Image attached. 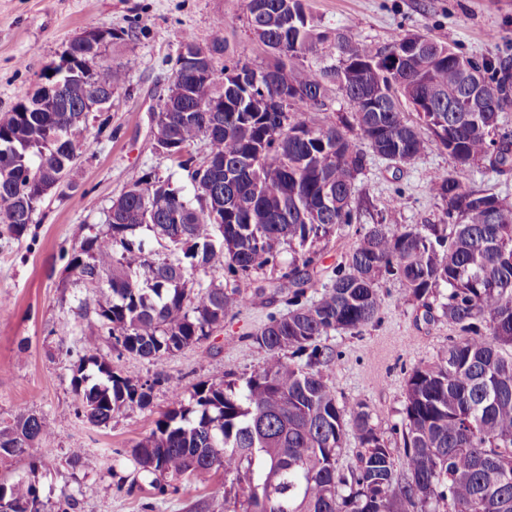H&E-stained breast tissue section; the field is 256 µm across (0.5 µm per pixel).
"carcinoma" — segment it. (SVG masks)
<instances>
[{
	"label": "carcinoma",
	"instance_id": "1",
	"mask_svg": "<svg viewBox=\"0 0 512 512\" xmlns=\"http://www.w3.org/2000/svg\"><path fill=\"white\" fill-rule=\"evenodd\" d=\"M248 25L272 61L255 65L247 51L218 64L224 30L213 31L210 75L183 64L156 115L154 148L173 158L199 141L207 155L181 162L189 185L173 188L151 174L112 200L105 229L81 237L66 271L96 289L84 304L96 329L83 339L72 386L79 411L108 426L129 409L149 406L153 383L112 370L101 341L161 365L199 343L246 298L216 282L224 272L248 277L276 264L285 245L301 244L353 220L355 183L365 149L396 165L419 159L431 143L455 166L481 162L512 171V134H497L512 112V60L467 56L410 34L375 46L342 32H319L303 0H246ZM47 84L51 100L25 93L0 113V224L22 237L44 195L68 178L77 156L97 139L75 140L90 104L122 88L132 57L84 66L79 38ZM310 57H329L317 66ZM483 74L480 90L471 70ZM336 89L349 111L317 124L312 114ZM295 91L278 111L268 100ZM423 104L418 122L404 105ZM433 195L448 201L446 224H370L316 297L306 298L319 255L292 259L280 288L288 313L271 316L251 339L264 365L236 380L200 381L190 402L172 408L131 449L144 471L177 479L224 470L232 512H512V202L466 189L450 171L436 173ZM183 257L160 259L140 230ZM399 280L404 302L440 297L459 336L435 360L413 366L402 420L403 468L371 423L365 404L339 402L332 383L335 353L320 338L358 333L381 309L379 283ZM202 278L209 284L195 287ZM306 357L301 365L287 352ZM357 465L336 459L348 434ZM53 436L48 422L21 414L0 428V458ZM68 463L85 470L97 458L82 448ZM14 512H45L35 482H0Z\"/></svg>",
	"mask_w": 512,
	"mask_h": 512
}]
</instances>
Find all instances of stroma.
Masks as SVG:
<instances>
[{
    "mask_svg": "<svg viewBox=\"0 0 512 512\" xmlns=\"http://www.w3.org/2000/svg\"><path fill=\"white\" fill-rule=\"evenodd\" d=\"M305 8L322 32L340 29L375 45L405 32L424 33L469 56L512 59V0H305ZM93 27L126 32L112 54L133 57L136 65L111 102L89 114L86 135L97 143L80 155L69 189L46 196L22 239L0 234V299L6 301L0 306V426L34 413L54 432L47 442L53 456L39 460L38 450L30 448L0 458V478L34 480L47 512H56L66 494L77 500V512H231L232 503L212 491L223 482V472L169 479L160 491L138 470L130 450L149 435L174 394L187 399L198 381L235 379L262 367L266 354L251 336L269 316L287 313V294L276 285L300 247L285 249L277 264L249 277L225 276V286L239 288L249 303L163 365L103 344L115 372L154 385L148 408L116 416L105 428L77 414L71 379L82 337L94 327L80 307L93 291L67 280L65 267L72 245L103 229L113 199L132 178L149 172L173 186L185 184V171L155 150L151 133L184 39L203 46L220 28L226 55L245 47L258 65L269 56L250 31L244 0H0V111L59 64L72 38ZM446 170L455 171L465 188L512 200V172L501 174L485 164L455 170L447 151L436 145L401 168L367 155L356 182L352 223L337 225L311 245L321 269L314 290H321L325 271L344 260L366 225L447 223L446 203L429 190L433 175ZM403 292L396 279L380 281L378 320L359 333L334 332L322 339L337 353L338 400L365 404L390 442L398 471L402 441L393 428L403 419L410 370L433 360L458 334L440 309L403 304ZM74 448L94 454L97 468L71 467L67 458Z\"/></svg>",
    "mask_w": 512,
    "mask_h": 512,
    "instance_id": "1",
    "label": "stroma"
}]
</instances>
